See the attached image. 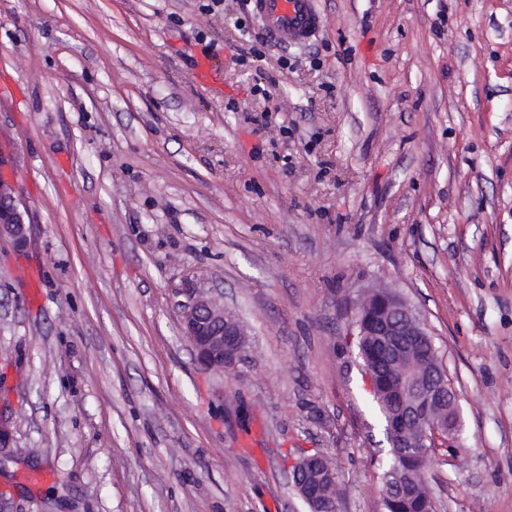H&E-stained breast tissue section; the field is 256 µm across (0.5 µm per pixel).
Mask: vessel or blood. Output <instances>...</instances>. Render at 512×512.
Returning a JSON list of instances; mask_svg holds the SVG:
<instances>
[{
  "label": "vessel or blood",
  "mask_w": 512,
  "mask_h": 512,
  "mask_svg": "<svg viewBox=\"0 0 512 512\" xmlns=\"http://www.w3.org/2000/svg\"><path fill=\"white\" fill-rule=\"evenodd\" d=\"M269 39L304 42L315 36L319 15L314 0H253Z\"/></svg>",
  "instance_id": "obj_1"
}]
</instances>
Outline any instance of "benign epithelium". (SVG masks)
<instances>
[{"label": "benign epithelium", "mask_w": 512, "mask_h": 512, "mask_svg": "<svg viewBox=\"0 0 512 512\" xmlns=\"http://www.w3.org/2000/svg\"><path fill=\"white\" fill-rule=\"evenodd\" d=\"M28 211L15 196L13 186L0 176V239L8 238L22 249L28 238ZM182 329L191 343L197 363L207 370L229 371L245 358L247 341L238 318L203 290H193L179 303ZM372 314L369 336L381 337V345L399 366L404 388L398 398L417 430L405 448H436L452 439L461 427L459 396L454 388L423 369L414 354L421 337H430L419 318L402 298L369 299L353 307V318Z\"/></svg>", "instance_id": "7a95c632"}]
</instances>
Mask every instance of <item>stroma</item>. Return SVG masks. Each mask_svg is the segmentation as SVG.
<instances>
[{"label":"stroma","mask_w":512,"mask_h":512,"mask_svg":"<svg viewBox=\"0 0 512 512\" xmlns=\"http://www.w3.org/2000/svg\"><path fill=\"white\" fill-rule=\"evenodd\" d=\"M208 2L0 0L20 88L0 161L30 219L24 249L0 239V495L308 512L284 456L317 449L339 512H382L388 445L345 340L392 288L460 398L424 473L436 512H512V0H316L288 45L252 0ZM186 288L244 323L236 369L195 361Z\"/></svg>","instance_id":"35a3bbf8"}]
</instances>
